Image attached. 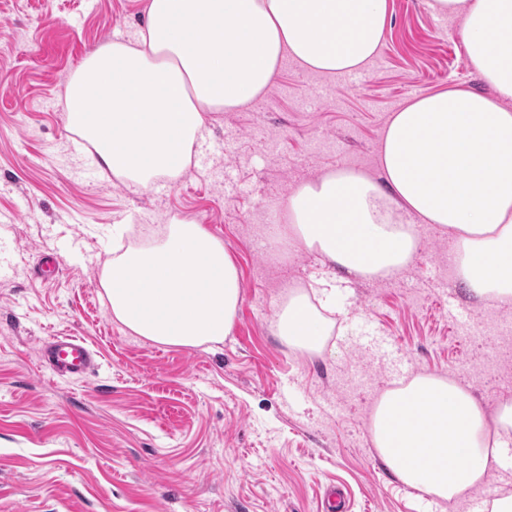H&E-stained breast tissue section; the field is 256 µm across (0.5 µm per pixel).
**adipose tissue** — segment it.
Listing matches in <instances>:
<instances>
[{
    "instance_id": "adipose-tissue-1",
    "label": "adipose tissue",
    "mask_w": 512,
    "mask_h": 512,
    "mask_svg": "<svg viewBox=\"0 0 512 512\" xmlns=\"http://www.w3.org/2000/svg\"><path fill=\"white\" fill-rule=\"evenodd\" d=\"M461 18L486 96L451 88L393 112L379 176L339 169L289 196L288 238L330 267L384 278L413 259L417 227L450 236L448 263L464 291L512 307V0H430ZM388 0H148L131 38L89 52L65 93L69 129L102 168L145 190L176 178L212 112H234L266 93L285 61L334 78L367 70L383 45ZM114 318L156 343L197 347L233 329L237 266L201 225L169 224L163 239L113 257L102 280ZM279 304L276 334L311 355L325 351L323 310L336 286L316 283ZM372 440L406 486L448 501L512 461V400L487 412L470 389L431 374L385 392Z\"/></svg>"
}]
</instances>
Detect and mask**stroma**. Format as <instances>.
<instances>
[{"instance_id": "35a3bbf8", "label": "stroma", "mask_w": 512, "mask_h": 512, "mask_svg": "<svg viewBox=\"0 0 512 512\" xmlns=\"http://www.w3.org/2000/svg\"><path fill=\"white\" fill-rule=\"evenodd\" d=\"M147 0H0V512H471L404 485L378 454L372 408L406 378L470 388L487 411L512 399V309L463 296L443 277L448 235L426 226L400 273L351 278L328 315L326 352L273 330L290 287L327 268L305 250L266 249L298 185L331 171L376 174L392 112L453 85L490 88L456 19L427 0H390L379 56L355 86L285 65L269 90L206 119L178 179L128 189L67 126V81L86 54L141 23ZM192 220L221 239L242 295L219 343L178 347L133 334L102 280L112 227L128 242ZM59 275L35 269L48 254ZM75 336L100 356L79 380L53 375L43 340Z\"/></svg>"}]
</instances>
